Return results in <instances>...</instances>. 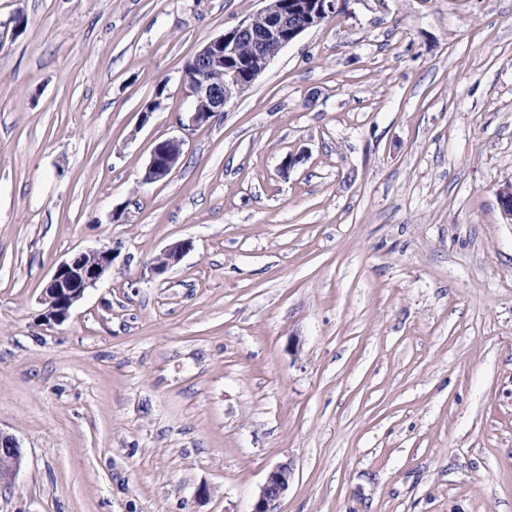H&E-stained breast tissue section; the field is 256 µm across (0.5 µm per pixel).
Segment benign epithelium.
I'll return each instance as SVG.
<instances>
[{"mask_svg":"<svg viewBox=\"0 0 512 512\" xmlns=\"http://www.w3.org/2000/svg\"><path fill=\"white\" fill-rule=\"evenodd\" d=\"M258 13L264 18L248 17L207 43L183 71L182 83L191 98L185 132L210 123L225 112L229 103L248 89L279 52L310 28L320 25L341 10V0H264ZM184 137H171L153 146L146 167V180H167L179 166L184 151ZM497 197L505 217L512 221V182L497 189ZM190 243L178 242L165 249L154 261L152 270L164 273L176 263ZM114 259L110 248L79 252L61 262L43 289L46 322L60 324L86 290L93 288L112 270ZM24 458L16 439L0 431V485H11ZM292 468L287 463L275 467L267 476L253 504L252 512H273L274 503L288 489Z\"/></svg>","mask_w":512,"mask_h":512,"instance_id":"benign-epithelium-1","label":"benign epithelium"}]
</instances>
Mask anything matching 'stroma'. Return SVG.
Returning <instances> with one entry per match:
<instances>
[{
	"mask_svg": "<svg viewBox=\"0 0 512 512\" xmlns=\"http://www.w3.org/2000/svg\"><path fill=\"white\" fill-rule=\"evenodd\" d=\"M262 7L0 0V512H512V0H347L146 182ZM184 137H171L161 140L153 146L146 167V180L160 182L167 180L179 166L184 151ZM112 248L91 249L79 252L62 261L43 289L46 322L61 324L74 304L80 301L89 288L107 276L112 270ZM24 458L22 447L16 439L0 431V485H11L21 468ZM292 468L288 463L275 467L267 476L251 512H273L274 503L288 489Z\"/></svg>",
	"mask_w": 512,
	"mask_h": 512,
	"instance_id": "stroma-1",
	"label": "stroma"
}]
</instances>
